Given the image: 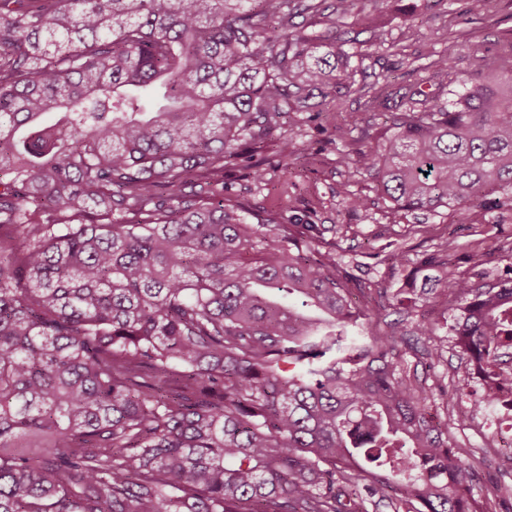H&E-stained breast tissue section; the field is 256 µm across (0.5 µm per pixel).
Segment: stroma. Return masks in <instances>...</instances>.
<instances>
[{
    "label": "stroma",
    "instance_id": "35a3bbf8",
    "mask_svg": "<svg viewBox=\"0 0 512 512\" xmlns=\"http://www.w3.org/2000/svg\"><path fill=\"white\" fill-rule=\"evenodd\" d=\"M358 7L357 14L334 21L313 15L303 22L321 33L334 25L362 41L373 30L383 31V44L354 59L355 79L361 84L386 75L396 88L405 89L442 56L466 74L512 42V0H494L486 12L473 10L471 0H384L377 7L371 0H360ZM461 40L472 44L473 54L458 53L456 44ZM344 118L349 136L341 142L333 120L312 111L291 113L289 123L299 135V150L290 170H271L267 183L257 184L249 160L238 158L224 171L226 198L281 224L313 225V248L334 257L342 273L376 288L411 290L409 275L420 259L440 251L448 239L456 246L450 256L455 275L486 287L512 277V200L493 193L482 206L469 210L405 211L398 221H390L387 205L370 177L347 178L337 163L357 142L391 135L389 116L365 113L350 103ZM351 195L364 198L365 207L350 208ZM394 252L401 255V266L393 265ZM444 309L439 301L417 308L412 315L413 321L435 325L430 342L441 347V359L419 358L421 343L414 339L405 347L404 358L426 379L430 413L447 423L457 442L468 448L464 463L475 475V496L484 499L490 497L493 485H512V456L499 448L503 419L473 411L472 393L454 388L472 368L454 346Z\"/></svg>",
    "mask_w": 512,
    "mask_h": 512
}]
</instances>
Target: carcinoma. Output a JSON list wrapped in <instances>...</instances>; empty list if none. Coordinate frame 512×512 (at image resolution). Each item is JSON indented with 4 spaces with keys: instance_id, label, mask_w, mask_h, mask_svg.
<instances>
[{
    "instance_id": "obj_1",
    "label": "carcinoma",
    "mask_w": 512,
    "mask_h": 512,
    "mask_svg": "<svg viewBox=\"0 0 512 512\" xmlns=\"http://www.w3.org/2000/svg\"><path fill=\"white\" fill-rule=\"evenodd\" d=\"M322 2L0 0V512H495L401 344L451 297L462 359L499 367L484 410L512 391V280L431 254V288L361 307L305 225L246 222L213 178L315 90L391 109L292 22ZM396 107L347 164L391 219L512 199V43Z\"/></svg>"
}]
</instances>
